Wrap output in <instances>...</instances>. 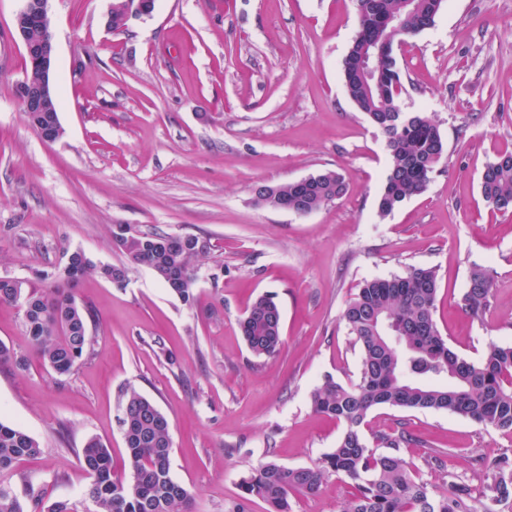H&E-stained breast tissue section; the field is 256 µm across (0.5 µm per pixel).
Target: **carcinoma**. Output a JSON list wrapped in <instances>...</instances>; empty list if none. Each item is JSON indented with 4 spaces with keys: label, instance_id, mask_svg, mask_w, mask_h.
Returning <instances> with one entry per match:
<instances>
[{
    "label": "carcinoma",
    "instance_id": "cac0c4a2",
    "mask_svg": "<svg viewBox=\"0 0 512 512\" xmlns=\"http://www.w3.org/2000/svg\"><path fill=\"white\" fill-rule=\"evenodd\" d=\"M370 11L359 19L358 31L343 62V84L357 111L387 138L388 168L378 200V215L390 216L405 200L423 193L430 175L445 155L435 122L424 112H404L401 72L394 40L434 25L444 0H368ZM56 113L35 112L37 121L56 137ZM482 197L497 212H512V152L500 154L481 176ZM258 202L275 209L288 204L316 211L347 192L345 177L335 171L310 176L306 183L255 189ZM112 241L128 264L99 265L83 251L71 252V263L37 273V283L0 276V304L23 309L31 347L42 364L60 375L71 373L92 345L90 309L77 303L73 287L96 274L112 281L126 278L128 266H145L187 306L195 301L204 252L185 249L196 235L145 233L129 224L112 225ZM494 278L475 268L462 296L463 306L478 316L490 302ZM439 292L437 270L409 266L402 274L364 281L344 308V322L358 350L356 377L346 383L323 377L310 394L312 410L343 423L336 447L312 466L288 467L272 459L241 478V495L231 512H248L259 499L268 512H291L290 497L313 495L335 474L353 488L343 512H480L483 500L512 503V458L478 455L474 465L483 473L479 493L465 483L448 481L438 493L412 476L401 449L413 442L403 427L373 434L364 428L377 406L446 411L484 429L512 433V345H488L484 356L469 360L448 346L434 320ZM249 351L273 358L283 345L282 315L277 295H260L238 322ZM130 478L112 476V456L92 438L82 449L81 463L91 478L85 491L94 512H191L193 496L171 475L170 423L150 399L132 387L122 392L120 419ZM42 453L40 443L19 428L0 421V512H76L67 500L46 504L42 495L27 501L5 495L2 478L16 464Z\"/></svg>",
    "mask_w": 512,
    "mask_h": 512
}]
</instances>
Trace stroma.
I'll return each instance as SVG.
<instances>
[{
    "instance_id": "obj_1",
    "label": "stroma",
    "mask_w": 512,
    "mask_h": 512,
    "mask_svg": "<svg viewBox=\"0 0 512 512\" xmlns=\"http://www.w3.org/2000/svg\"><path fill=\"white\" fill-rule=\"evenodd\" d=\"M116 0H49L53 90L64 134L43 140L14 97L25 49L14 21L24 0H0V276L33 279L81 250L121 265L109 228L197 235L210 249L193 306L145 268L124 286H76L90 307L93 345L59 376L33 354L23 313L0 306V341L27 360L0 366V421L38 440L9 484L89 512L85 442L100 438L125 476L121 392L134 387L170 421L171 472L194 512H231L239 482L260 462L311 466L343 432L316 414L324 375L358 368L340 316L364 280L432 266L434 319L450 347L480 359L512 344V212H494L481 175L512 151V0H445L433 27L396 39L401 102L428 113L445 158L427 190L386 219L377 199L385 135L348 98L344 58L357 32L355 0H155L150 16L108 29ZM333 170L349 189L304 217L258 204L257 185ZM495 286L480 317L462 307L474 268ZM278 296L284 343L273 359L248 351L238 326L262 293ZM405 425L416 477L483 484L478 454L512 456V434L443 411L380 406L367 433ZM444 472L427 468L434 451ZM351 493L329 476L292 512H342Z\"/></svg>"
}]
</instances>
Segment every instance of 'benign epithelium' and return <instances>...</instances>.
<instances>
[{"instance_id":"benign-epithelium-1","label":"benign epithelium","mask_w":512,"mask_h":512,"mask_svg":"<svg viewBox=\"0 0 512 512\" xmlns=\"http://www.w3.org/2000/svg\"><path fill=\"white\" fill-rule=\"evenodd\" d=\"M47 2L48 0H26L24 8L15 18L16 34L28 53L29 60L42 74L41 82L35 87L29 86L24 79L15 86V97L26 112H42L44 104L54 98L52 78L55 50ZM34 26L42 28L45 32L44 40L35 48L28 42L29 30Z\"/></svg>"}]
</instances>
